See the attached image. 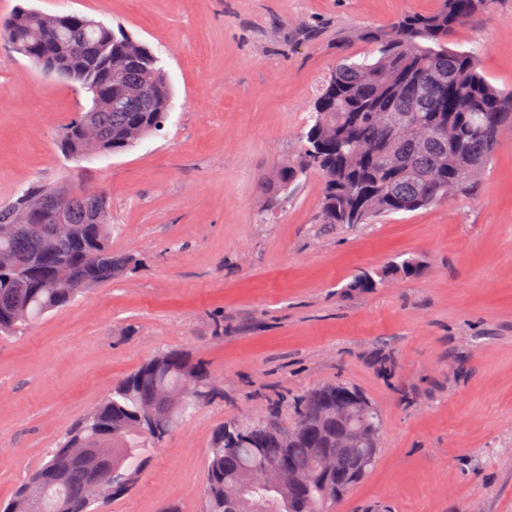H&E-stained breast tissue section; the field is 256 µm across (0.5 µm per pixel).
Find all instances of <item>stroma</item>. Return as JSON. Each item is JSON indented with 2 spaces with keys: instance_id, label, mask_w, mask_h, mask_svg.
<instances>
[{
  "instance_id": "1",
  "label": "stroma",
  "mask_w": 512,
  "mask_h": 512,
  "mask_svg": "<svg viewBox=\"0 0 512 512\" xmlns=\"http://www.w3.org/2000/svg\"><path fill=\"white\" fill-rule=\"evenodd\" d=\"M123 26L172 84L164 128L131 150L67 159L57 127L88 93L0 41V205L33 182L103 190L112 250L135 269L0 336V504L68 429L145 361L180 349L219 389L145 453L134 486L95 512H204L215 429L343 382L383 419L372 470L328 512H512V129L477 193L373 223L320 221L321 179L264 209L310 106L357 34L439 0H0ZM512 90V0L458 29ZM413 257L384 287L355 276ZM419 269V261L415 258H408L403 260L400 264L392 265L389 270L378 274V280L374 278L371 274H364L354 279L352 283L349 285L350 288L369 290L373 288H378L383 280L389 275L396 273L398 271H402L407 274L415 273Z\"/></svg>"
}]
</instances>
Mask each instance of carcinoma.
Returning <instances> with one entry per match:
<instances>
[{"label":"carcinoma","instance_id":"obj_1","mask_svg":"<svg viewBox=\"0 0 512 512\" xmlns=\"http://www.w3.org/2000/svg\"><path fill=\"white\" fill-rule=\"evenodd\" d=\"M493 0H440L428 15L408 14L390 30L365 29L359 39L369 49L346 54L323 83L297 151L270 179V200L288 198L297 182L314 172L322 177L324 224H367L399 213L403 197L418 208L476 189L498 140L512 122V91L494 86L479 70L476 56L450 46L453 33L491 8ZM92 18L44 15L18 6L0 26V39L50 77L91 94L88 111L61 125L62 153L82 161L123 153L157 132L168 117L173 90L151 48L126 29L90 26ZM444 73L448 89L432 77ZM439 134L445 151L400 161L404 143ZM52 186L33 185L27 196L0 205V334L23 333L45 314L112 279L135 263L112 254L111 218L102 194L78 193L70 201L66 230L48 238L24 223L25 211ZM419 269L408 258L378 276L364 274L350 287H379L390 274ZM210 374L180 350H169L114 384L83 419L70 428L63 448H96L103 471L120 465L122 482H134L142 456L164 437L137 432L143 406L172 424L175 412L157 399L161 387L188 383L207 393ZM336 403V386L325 385L296 397L291 418L277 413L232 420L212 435L204 490L206 512H225L224 482L248 466L279 458L306 484L281 493L261 484L246 495L253 512H325L365 476L370 451L336 445V426L323 419ZM323 442L335 457L327 498L315 471L312 448ZM90 474L81 465L50 459L15 493L8 505L28 493L43 496L42 512H93L87 500Z\"/></svg>","mask_w":512,"mask_h":512}]
</instances>
